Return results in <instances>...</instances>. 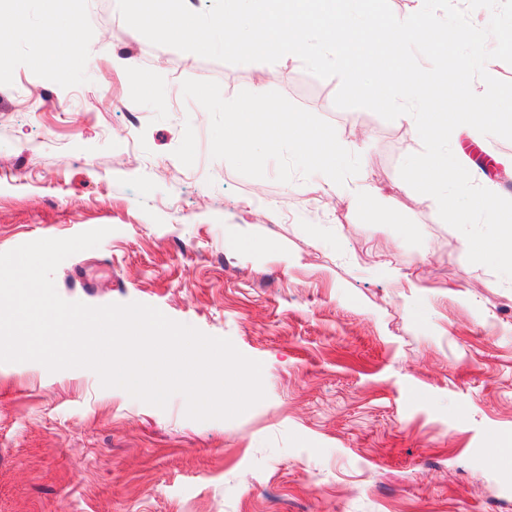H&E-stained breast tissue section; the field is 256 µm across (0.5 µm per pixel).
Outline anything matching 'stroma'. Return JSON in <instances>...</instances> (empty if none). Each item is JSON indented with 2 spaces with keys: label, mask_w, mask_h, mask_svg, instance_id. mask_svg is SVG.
Masks as SVG:
<instances>
[{
  "label": "stroma",
  "mask_w": 512,
  "mask_h": 512,
  "mask_svg": "<svg viewBox=\"0 0 512 512\" xmlns=\"http://www.w3.org/2000/svg\"><path fill=\"white\" fill-rule=\"evenodd\" d=\"M77 7L80 65L39 71L19 33L0 74V252L109 228L58 266V294L228 338L262 363L266 397L195 421L179 394L161 409L89 369L0 363V512H512V279L470 263L405 187L400 164L423 149L410 127L337 108L339 79L299 58L264 82L263 64L151 44L118 0ZM188 78L228 99L261 83L331 123L361 157L348 190L374 183L423 244L361 222L318 176L212 159ZM457 142L466 167L480 145L503 173L483 187L512 199V141Z\"/></svg>",
  "instance_id": "1"
}]
</instances>
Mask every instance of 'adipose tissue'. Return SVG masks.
<instances>
[{"label": "adipose tissue", "mask_w": 512, "mask_h": 512, "mask_svg": "<svg viewBox=\"0 0 512 512\" xmlns=\"http://www.w3.org/2000/svg\"><path fill=\"white\" fill-rule=\"evenodd\" d=\"M42 6L55 26L46 32L32 31V38L41 48L36 64L40 70L62 77L70 61L67 48L80 28V16L71 9L70 0H42Z\"/></svg>", "instance_id": "adipose-tissue-1"}]
</instances>
